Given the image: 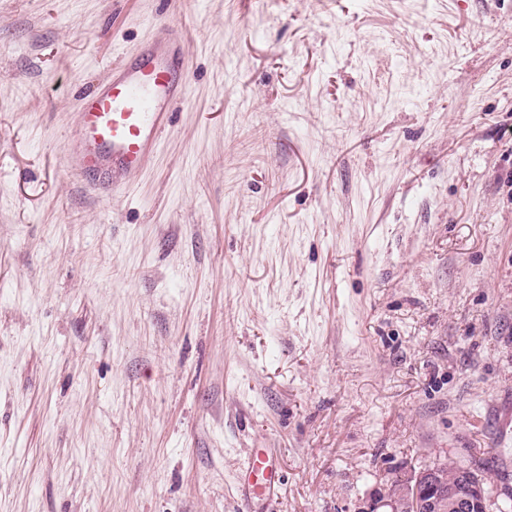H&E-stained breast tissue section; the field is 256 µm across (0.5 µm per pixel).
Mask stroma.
I'll use <instances>...</instances> for the list:
<instances>
[{"instance_id":"stroma-1","label":"stroma","mask_w":512,"mask_h":512,"mask_svg":"<svg viewBox=\"0 0 512 512\" xmlns=\"http://www.w3.org/2000/svg\"><path fill=\"white\" fill-rule=\"evenodd\" d=\"M187 93L105 201L80 96ZM361 512L512 460V0H0V512ZM181 44L173 34L153 40L80 98L66 163L89 190L97 192L111 173L140 172L157 151L170 106L185 95ZM275 449H256L240 475V484L248 505L272 494L279 482Z\"/></svg>"}]
</instances>
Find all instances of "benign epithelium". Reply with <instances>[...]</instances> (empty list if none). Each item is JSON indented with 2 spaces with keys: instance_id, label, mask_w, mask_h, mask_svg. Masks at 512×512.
<instances>
[{
  "instance_id": "1",
  "label": "benign epithelium",
  "mask_w": 512,
  "mask_h": 512,
  "mask_svg": "<svg viewBox=\"0 0 512 512\" xmlns=\"http://www.w3.org/2000/svg\"><path fill=\"white\" fill-rule=\"evenodd\" d=\"M452 496L458 512H473L474 507L490 499L498 512H512V492L499 485L492 488L487 480L468 484V493L448 488L447 463L433 462L400 480H391L363 512H440V503Z\"/></svg>"
}]
</instances>
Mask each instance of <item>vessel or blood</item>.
<instances>
[{
  "instance_id": "b4317fda",
  "label": "vessel or blood",
  "mask_w": 512,
  "mask_h": 512,
  "mask_svg": "<svg viewBox=\"0 0 512 512\" xmlns=\"http://www.w3.org/2000/svg\"><path fill=\"white\" fill-rule=\"evenodd\" d=\"M187 75L175 35L153 40L80 99L66 150L67 169L89 190H123L143 170L170 125V106L185 95ZM279 481L275 451H255L240 475L246 502L272 494Z\"/></svg>"
}]
</instances>
